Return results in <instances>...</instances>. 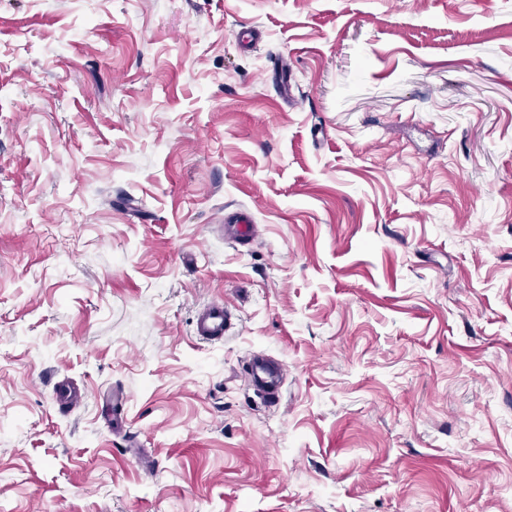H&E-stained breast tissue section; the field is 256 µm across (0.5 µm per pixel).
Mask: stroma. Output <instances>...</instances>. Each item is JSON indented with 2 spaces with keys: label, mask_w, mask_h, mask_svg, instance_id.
I'll return each mask as SVG.
<instances>
[{
  "label": "stroma",
  "mask_w": 512,
  "mask_h": 512,
  "mask_svg": "<svg viewBox=\"0 0 512 512\" xmlns=\"http://www.w3.org/2000/svg\"><path fill=\"white\" fill-rule=\"evenodd\" d=\"M0 512H512V0H0ZM239 215L232 223L225 224V235L236 244L244 246L254 237L257 226L252 224V220L247 214ZM231 319V313L224 307V302L207 303L196 314L193 334L203 342H221L231 328ZM248 374L254 382L269 391L275 399L279 400V384L283 377V366L270 364L266 359L254 358L248 367Z\"/></svg>",
  "instance_id": "stroma-1"
}]
</instances>
